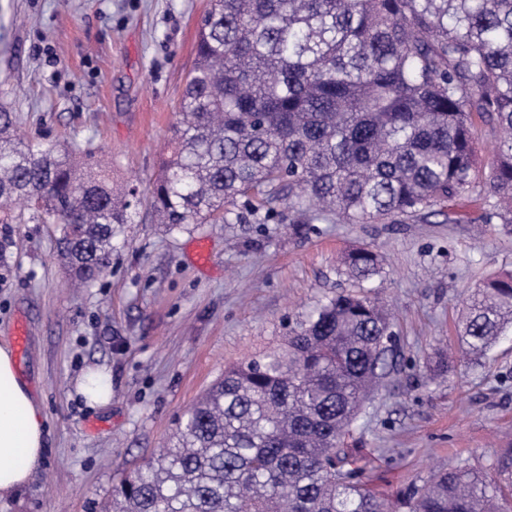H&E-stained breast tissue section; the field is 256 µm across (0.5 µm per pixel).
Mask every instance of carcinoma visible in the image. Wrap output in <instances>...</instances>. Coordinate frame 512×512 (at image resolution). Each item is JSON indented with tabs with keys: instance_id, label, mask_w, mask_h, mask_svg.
<instances>
[{
	"instance_id": "1",
	"label": "carcinoma",
	"mask_w": 512,
	"mask_h": 512,
	"mask_svg": "<svg viewBox=\"0 0 512 512\" xmlns=\"http://www.w3.org/2000/svg\"><path fill=\"white\" fill-rule=\"evenodd\" d=\"M502 135L482 169L475 120ZM482 200L512 227V0H211L149 205L168 229L288 212L309 224L420 215ZM112 171L22 138L0 110V199L55 225L70 279L107 274L112 239L138 210ZM382 256L349 251L363 289L327 298L284 344L228 366L191 407L176 443L135 467L105 512H385L366 464L343 447L364 404L397 370L394 319L376 298ZM512 329V272L471 290L460 352ZM407 512H502L500 488L465 466L433 475Z\"/></svg>"
}]
</instances>
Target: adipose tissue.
<instances>
[{"instance_id": "ef3b65f1", "label": "adipose tissue", "mask_w": 512, "mask_h": 512, "mask_svg": "<svg viewBox=\"0 0 512 512\" xmlns=\"http://www.w3.org/2000/svg\"><path fill=\"white\" fill-rule=\"evenodd\" d=\"M45 417L0 343V498L15 495L43 461Z\"/></svg>"}]
</instances>
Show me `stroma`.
Listing matches in <instances>:
<instances>
[{
  "instance_id": "1",
  "label": "stroma",
  "mask_w": 512,
  "mask_h": 512,
  "mask_svg": "<svg viewBox=\"0 0 512 512\" xmlns=\"http://www.w3.org/2000/svg\"><path fill=\"white\" fill-rule=\"evenodd\" d=\"M210 0H0V108L22 136L92 156L137 190L139 216L114 241L112 272L72 287L53 227L0 223V341L24 323L15 363L46 414L44 462L0 512H103L125 472L157 454L226 365L279 348L319 300L354 291L338 256L363 244L384 256L374 285L396 315L401 366L345 436L367 458L382 499L466 465L500 481L512 451V332L477 362L456 357L471 289L512 270V232L479 219L473 195L438 217L340 224L296 235L281 219L152 223L161 168ZM110 376L91 408L80 376Z\"/></svg>"
}]
</instances>
